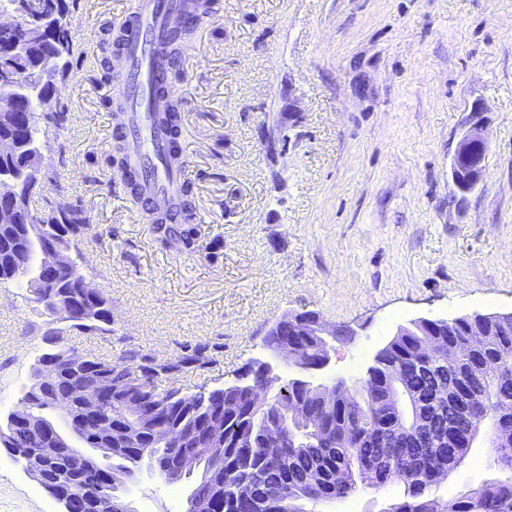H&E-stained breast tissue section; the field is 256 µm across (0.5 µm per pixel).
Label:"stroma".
Returning <instances> with one entry per match:
<instances>
[{
    "instance_id": "stroma-1",
    "label": "stroma",
    "mask_w": 512,
    "mask_h": 512,
    "mask_svg": "<svg viewBox=\"0 0 512 512\" xmlns=\"http://www.w3.org/2000/svg\"><path fill=\"white\" fill-rule=\"evenodd\" d=\"M179 56L181 159L197 210L192 245L160 241L120 176L112 84L100 61L135 0H66L75 50L39 122L46 204L80 209L96 238L87 279L112 300V336L67 345L168 359L205 346L218 364L179 375L187 392L232 381L269 324L312 311L357 331L332 375L372 365L420 316L512 311V0H220ZM481 107L482 182L459 197L451 155ZM42 318L0 287V417L20 405ZM489 448L433 488L453 497L494 477ZM191 481L148 472L135 512H185ZM389 485L319 507L383 512ZM0 512H60L0 448Z\"/></svg>"
}]
</instances>
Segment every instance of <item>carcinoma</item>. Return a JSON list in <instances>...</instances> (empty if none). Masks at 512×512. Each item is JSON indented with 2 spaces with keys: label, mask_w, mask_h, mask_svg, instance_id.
<instances>
[{
  "label": "carcinoma",
  "mask_w": 512,
  "mask_h": 512,
  "mask_svg": "<svg viewBox=\"0 0 512 512\" xmlns=\"http://www.w3.org/2000/svg\"><path fill=\"white\" fill-rule=\"evenodd\" d=\"M0 11L15 12L24 19V27L5 35L0 33V65L17 63L24 72L21 81L0 85V99L13 101L12 117L0 116V136H10L20 146L12 159H0V175L18 184L30 185L41 174L42 144L34 117L35 104L56 90L58 80L69 66L74 53V40L67 16L54 14L47 6L43 14L26 19V0H0ZM186 27H173L166 33L155 55L168 59V67L153 87L152 95L159 103L153 113V124L166 137L169 157L180 160L181 112L179 104L168 98L169 75L179 56V44L188 35ZM122 175L133 199L143 203L142 178L136 171L123 169ZM194 218L191 188L185 186L172 211L154 214L153 223L161 241L178 236L188 244L194 242L191 227ZM93 225L79 209L62 217L51 216L42 225H0V286L13 284L25 289V301L39 311L37 294L65 291L75 307L91 304L79 282L86 279L81 270V245L92 233ZM52 237L65 260V274L55 276L43 270L36 261L43 241ZM101 310V321L62 322L55 335L73 332L112 335L106 326L112 317V299ZM52 335L44 332L32 370L45 358L54 361L57 379L51 388L52 402L33 406L32 421L17 424L6 419L0 424V447L11 448L19 455L39 448H51L39 429L41 417L58 412L63 417L69 437L87 445L96 431L107 433L104 445L113 449L135 435L149 442L152 430L165 428L173 448H181L194 434L213 419L224 427V461L206 464L195 481L196 497L207 499L213 492L210 474L218 473L224 487V500L236 504L235 512H280L283 498L293 512H306L308 506L324 497L348 498L361 487L383 488L389 484L404 487L403 498L392 503L385 512H512V467L500 464L498 451L492 450V461L501 478L469 487L450 499L430 494L445 473L460 467L468 457L476 433L477 421H498L503 404L512 402V327L491 332L479 351L466 344V331L457 330L443 337L444 344L454 348L455 356L432 353L424 349V337L401 336L387 350L385 359L401 368L395 374L380 366L370 386L354 400L341 401L329 394L299 396V416L280 420L273 413L274 402L281 393L269 397L267 404L242 399L235 390L215 387L186 398L182 388L169 384L179 375L204 367L200 353L203 347L184 348L169 361L174 374L142 389L127 385L130 370L140 368L148 375L153 371L154 357L125 350L115 360L95 355L76 359L77 350L65 345L49 346ZM97 378L105 379L109 394L98 413V426L80 429L75 415L81 413L78 391ZM396 386L414 398L411 422L404 425L385 403L387 391ZM447 390L442 397L439 391ZM472 392L485 393L480 407H470L466 398ZM355 426L361 439L351 447H336L345 424ZM250 431L255 447H237L238 431ZM280 435L279 456L264 455L265 435ZM51 471L62 475L76 486L69 502V512H89L84 490L98 486L94 471H79L71 460L49 459ZM347 473V482L336 483V471ZM249 480L257 497L237 498L238 483Z\"/></svg>",
  "instance_id": "carcinoma-1"
}]
</instances>
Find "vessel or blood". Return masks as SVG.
I'll return each instance as SVG.
<instances>
[{
    "instance_id": "b4317fda",
    "label": "vessel or blood",
    "mask_w": 512,
    "mask_h": 512,
    "mask_svg": "<svg viewBox=\"0 0 512 512\" xmlns=\"http://www.w3.org/2000/svg\"><path fill=\"white\" fill-rule=\"evenodd\" d=\"M178 3L179 0H137L124 23L126 48L122 68L112 89V98L123 112L127 128L133 132L126 163L131 167L150 163L153 180L149 197L164 206L171 203L186 178L184 169L172 170L165 165L151 127L150 89L159 60L145 55L141 45L145 32H153L159 38L176 23Z\"/></svg>"
}]
</instances>
